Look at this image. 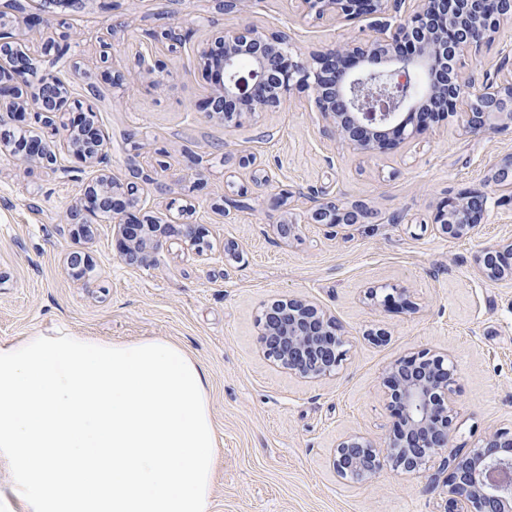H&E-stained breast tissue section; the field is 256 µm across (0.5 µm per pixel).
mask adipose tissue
<instances>
[{
  "instance_id": "obj_1",
  "label": "adipose tissue",
  "mask_w": 512,
  "mask_h": 512,
  "mask_svg": "<svg viewBox=\"0 0 512 512\" xmlns=\"http://www.w3.org/2000/svg\"><path fill=\"white\" fill-rule=\"evenodd\" d=\"M205 368L160 338L0 344V512H211Z\"/></svg>"
}]
</instances>
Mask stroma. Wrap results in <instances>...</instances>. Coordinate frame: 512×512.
I'll return each instance as SVG.
<instances>
[{"label": "stroma", "mask_w": 512, "mask_h": 512, "mask_svg": "<svg viewBox=\"0 0 512 512\" xmlns=\"http://www.w3.org/2000/svg\"><path fill=\"white\" fill-rule=\"evenodd\" d=\"M16 3L52 24L67 18L71 46L62 58L46 54L42 29L25 31L35 71L18 82L32 95L38 74L53 72L70 103L90 106L103 170L137 184L135 216L157 218L165 235L144 262L126 264L115 221L94 218L85 236L65 222L99 169L60 143L51 164L0 149V341L62 327L188 350L208 373L221 447L212 512H444L446 490L432 488L428 474L387 469L371 483L347 482L331 457L346 434L389 433L382 379L394 359L422 350L448 353L457 366L455 445L512 431V282H487L475 268L484 247L512 241V203L493 181L512 156V125L473 135L451 118L364 156L324 134L305 89L228 127L198 109L215 90L197 60L202 45L250 24L286 34L306 56L368 38L367 21L318 19L295 0H248L240 11L224 0H82L76 10L70 0H0L1 33ZM170 23L189 35L175 53L151 37ZM511 52L505 23L479 54L465 55L462 71L494 70ZM143 54L160 64L164 85L141 67ZM261 170L268 184L256 182ZM138 171L147 180H136ZM284 189L292 196L283 203ZM476 189L493 198L485 224L474 237L448 238L433 222L437 206ZM335 195L370 218L313 223L317 200ZM283 223L295 225L290 237H281ZM189 224L202 229V245L184 237ZM72 254L88 258L83 276L69 268ZM395 288L406 305L370 297ZM288 298L335 316L347 350L335 377L310 381L264 356L260 318Z\"/></svg>", "instance_id": "35a3bbf8"}]
</instances>
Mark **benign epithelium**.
<instances>
[{"mask_svg":"<svg viewBox=\"0 0 512 512\" xmlns=\"http://www.w3.org/2000/svg\"><path fill=\"white\" fill-rule=\"evenodd\" d=\"M320 18L338 22L370 20L374 37L324 48L307 61L294 56L286 38L266 36L250 26L228 30L202 50L200 59L211 71L217 98L224 101V122L238 123L243 114L280 107L294 89L311 88L319 111L328 119L324 133L343 139L358 153L392 149L430 124L455 117L466 131L478 134L512 123V73L498 66L481 78L462 77L459 57L477 53L494 40L500 23L512 21V0H299ZM187 33L170 27L154 35L172 50ZM388 53L389 66L376 67L377 55ZM32 60L17 49L0 48V109L23 92L12 84L20 64ZM62 81L42 77L32 102L46 125L64 110ZM69 151L91 163L102 160L99 129L84 143L67 134ZM26 157L50 161L53 142L30 137L22 142ZM110 176L100 172L95 186L67 211L69 223L89 232V218L109 214L120 220V252L128 264L145 260L159 246L153 233L141 235L144 221L124 218L126 205L115 195ZM488 197L469 191L439 204L434 223L454 239L476 234ZM357 211L338 198L321 202L313 217L319 224H351ZM478 272L493 282L512 281V242L485 249L476 261ZM264 355L308 379L337 373L346 356L345 340L336 320L303 300L278 301L261 319ZM383 396L393 427L377 443L350 435L336 445L332 466L342 479L368 482L384 469L402 473L433 470L430 484L449 488L447 512H512V433H487L465 452L453 446L452 400L457 393V368L446 355L419 352L397 359L383 378Z\"/></svg>","mask_w":512,"mask_h":512,"instance_id":"1","label":"benign epithelium"}]
</instances>
